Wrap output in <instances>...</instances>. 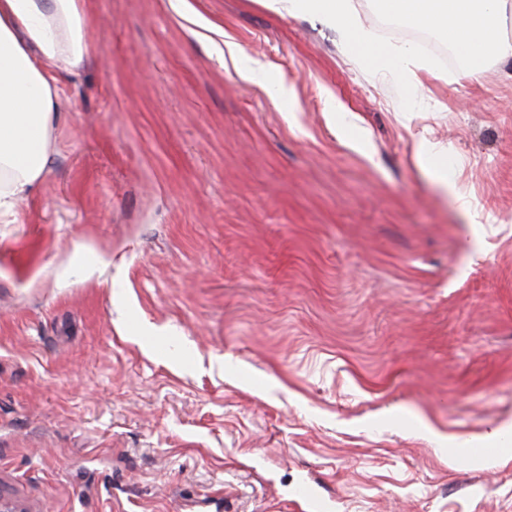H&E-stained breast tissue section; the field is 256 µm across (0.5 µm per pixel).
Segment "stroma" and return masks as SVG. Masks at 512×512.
<instances>
[{"label":"stroma","mask_w":512,"mask_h":512,"mask_svg":"<svg viewBox=\"0 0 512 512\" xmlns=\"http://www.w3.org/2000/svg\"><path fill=\"white\" fill-rule=\"evenodd\" d=\"M87 9L0 223V497L512 512V64L415 84L266 0ZM291 505L301 512H324V504L306 485L299 484L290 496Z\"/></svg>","instance_id":"35a3bbf8"}]
</instances>
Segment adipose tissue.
Instances as JSON below:
<instances>
[{"instance_id": "adipose-tissue-1", "label": "adipose tissue", "mask_w": 512, "mask_h": 512, "mask_svg": "<svg viewBox=\"0 0 512 512\" xmlns=\"http://www.w3.org/2000/svg\"><path fill=\"white\" fill-rule=\"evenodd\" d=\"M288 14L313 17L373 72L412 64L402 45L379 44L353 0H272ZM379 13L438 28L479 82L487 62L512 58L501 21L512 0H376ZM86 0H0V221L16 223L19 205L35 196L52 164L64 97L60 72L75 73L91 59Z\"/></svg>"}]
</instances>
